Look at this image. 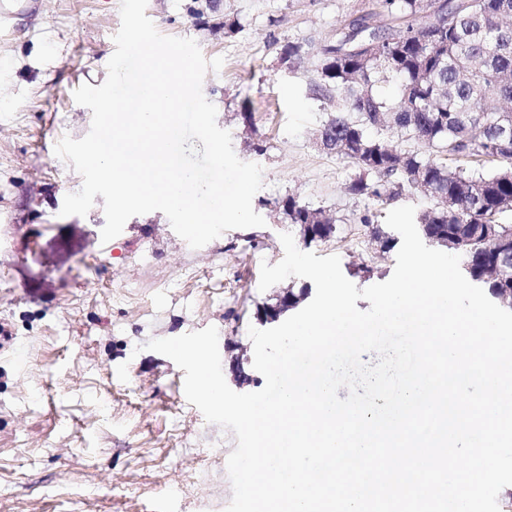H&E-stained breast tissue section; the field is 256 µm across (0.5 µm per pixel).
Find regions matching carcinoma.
I'll list each match as a JSON object with an SVG mask.
<instances>
[{
    "mask_svg": "<svg viewBox=\"0 0 512 512\" xmlns=\"http://www.w3.org/2000/svg\"><path fill=\"white\" fill-rule=\"evenodd\" d=\"M427 0H380V11L347 20L317 51L312 96L326 105L320 136L329 151L359 169L348 191L383 204L405 190L430 187L431 206L418 224L432 244L455 250L467 278L503 308L512 310V224L498 216L512 212V138L500 120L512 110V0H445L455 19L438 42L425 14ZM379 38L386 51L368 57L358 47ZM280 58L300 66L302 46L287 43ZM391 79L394 98L378 92ZM388 129L432 150L401 153L377 137ZM483 158L487 170L452 169L448 156ZM284 214L300 226L304 243L331 238L336 226L322 210L290 196ZM370 238L383 251L396 239L363 217ZM289 290L276 298L284 311L305 298Z\"/></svg>",
    "mask_w": 512,
    "mask_h": 512,
    "instance_id": "1",
    "label": "carcinoma"
}]
</instances>
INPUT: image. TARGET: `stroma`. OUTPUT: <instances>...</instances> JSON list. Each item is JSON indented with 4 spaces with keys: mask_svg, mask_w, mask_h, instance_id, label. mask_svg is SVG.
Returning a JSON list of instances; mask_svg holds the SVG:
<instances>
[{
    "mask_svg": "<svg viewBox=\"0 0 512 512\" xmlns=\"http://www.w3.org/2000/svg\"><path fill=\"white\" fill-rule=\"evenodd\" d=\"M377 4L148 0L161 34L224 57L203 94L237 157L263 168L252 204L265 226L199 249L159 211L102 242L100 196L86 216L60 214L82 177L54 147L91 127L73 92L104 82L120 0H29L0 29V512H225L235 436L205 421L184 395V370L146 343L213 326L226 382L236 357L257 377L248 329L258 307L310 284L259 288L261 263L284 255L280 233H300L279 207L290 195L335 220L334 236L311 252L339 256L360 289L391 277L395 253L379 251L361 218L403 205L420 212L429 199L410 190L380 205L351 195L357 168L316 143L326 114L310 93L312 61L280 64L284 44L317 51ZM210 11L233 31L202 23Z\"/></svg>",
    "mask_w": 512,
    "mask_h": 512,
    "instance_id": "obj_1",
    "label": "stroma"
}]
</instances>
